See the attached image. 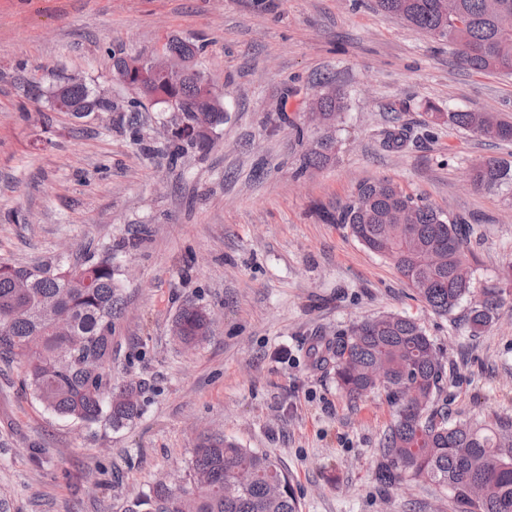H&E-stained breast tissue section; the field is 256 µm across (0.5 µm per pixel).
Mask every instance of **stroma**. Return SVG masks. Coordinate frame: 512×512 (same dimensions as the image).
Segmentation results:
<instances>
[{"mask_svg":"<svg viewBox=\"0 0 512 512\" xmlns=\"http://www.w3.org/2000/svg\"><path fill=\"white\" fill-rule=\"evenodd\" d=\"M196 40L229 116L208 151L170 162L112 53ZM329 75L347 98L334 164L301 175L304 99ZM76 77L116 112L77 119L35 99ZM512 117V76L457 65L437 41L374 0H0V263L69 262L112 253L127 307L112 374L143 381L141 414L115 429L55 417L0 361V512H126L155 484L173 487L201 439L223 435L288 471L301 512H458L426 481L376 479L393 420L384 397L350 402L308 348L383 313L420 319L440 350L449 419L512 420V298L479 335L466 306L428 310L386 259L329 212L366 178H386L472 225L475 291L512 263V204L477 190L471 166L512 164V144L468 131L432 133L431 112ZM404 129V149L385 147ZM213 314L186 349L174 314Z\"/></svg>","mask_w":512,"mask_h":512,"instance_id":"35a3bbf8","label":"stroma"}]
</instances>
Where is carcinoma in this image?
I'll return each instance as SVG.
<instances>
[{"instance_id":"carcinoma-1","label":"carcinoma","mask_w":512,"mask_h":512,"mask_svg":"<svg viewBox=\"0 0 512 512\" xmlns=\"http://www.w3.org/2000/svg\"><path fill=\"white\" fill-rule=\"evenodd\" d=\"M376 6L433 39L454 43L461 67L512 76V0H376ZM166 47L194 59L179 83L142 79L115 51L113 74L174 120L206 111L211 129L179 130L167 141L174 156L186 147L205 151L227 119L226 112L215 111L224 102L212 97L216 86L197 61L196 41L170 38ZM50 98L61 99L58 108L70 109L77 119L108 103L84 82L56 84ZM314 108L325 125L335 128L347 101L323 81ZM429 118L441 130L457 128L512 142V120L497 112H431ZM295 131L301 141L312 139L305 170L319 171L334 162L338 138L324 139L302 126ZM470 182L476 190H503L512 199V167L495 159L474 166ZM330 222L345 225L368 251L389 260L431 311L446 315L470 301L468 324L475 335L493 321L512 285L510 264L501 286L485 288L482 298H475L463 221L391 180L360 181L350 199L336 204ZM124 310L110 251L73 264H0V359L24 365L22 386L54 416L119 429L139 417L144 386L112 380ZM171 332L181 344L202 342L210 336L211 316L186 303L175 313ZM74 341L80 342L76 357H63L61 351ZM310 352L319 365L334 370L337 386L350 401L382 393L394 408L395 419L379 443L377 477L383 485L427 480L449 493L459 512H512V421L450 422L431 409L445 367L417 319L394 313L366 318L333 339L313 341ZM235 469L251 472L252 481L235 485L230 481ZM127 512H299V501L274 458L215 435L194 449L178 488L159 484L137 495Z\"/></svg>"}]
</instances>
